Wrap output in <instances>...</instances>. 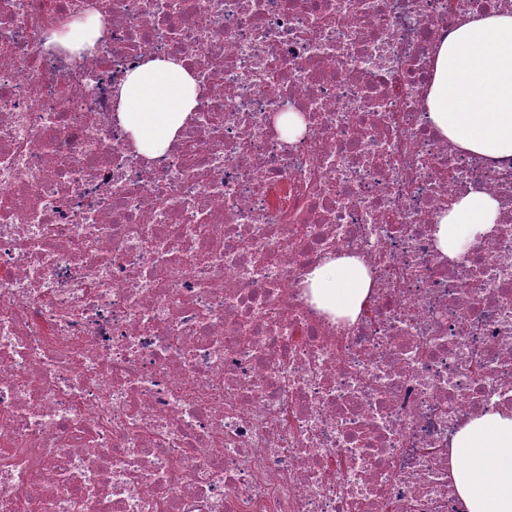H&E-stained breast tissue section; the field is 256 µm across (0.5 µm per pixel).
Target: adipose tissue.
<instances>
[{"label":"adipose tissue","mask_w":512,"mask_h":512,"mask_svg":"<svg viewBox=\"0 0 512 512\" xmlns=\"http://www.w3.org/2000/svg\"><path fill=\"white\" fill-rule=\"evenodd\" d=\"M102 36L97 15L52 33V44L78 53ZM202 89L177 59H148L114 87L120 123L138 153L157 157L199 103ZM428 118L451 144L493 161L512 159V10L474 14L438 45ZM498 201L469 190L440 217L438 248L458 258L491 232ZM311 301L322 311L356 318L371 293L368 268L355 255L339 254L306 276ZM452 477L467 512H512V412L469 420L454 436Z\"/></svg>","instance_id":"ef3b65f1"}]
</instances>
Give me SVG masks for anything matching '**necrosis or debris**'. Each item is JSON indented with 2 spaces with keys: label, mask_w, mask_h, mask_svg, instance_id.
Masks as SVG:
<instances>
[{
  "label": "necrosis or debris",
  "mask_w": 512,
  "mask_h": 512,
  "mask_svg": "<svg viewBox=\"0 0 512 512\" xmlns=\"http://www.w3.org/2000/svg\"><path fill=\"white\" fill-rule=\"evenodd\" d=\"M492 10L0 0V512H466L450 443L512 410V161L459 152L424 93ZM90 14L93 49L49 44ZM160 57L202 96L148 159L112 88ZM471 188L499 218L451 259ZM334 254L374 279L353 321L304 284ZM498 201L480 190H469L439 218L435 237L448 258H458L477 238L487 235L496 224Z\"/></svg>",
  "instance_id": "4bbe7bcc"
}]
</instances>
